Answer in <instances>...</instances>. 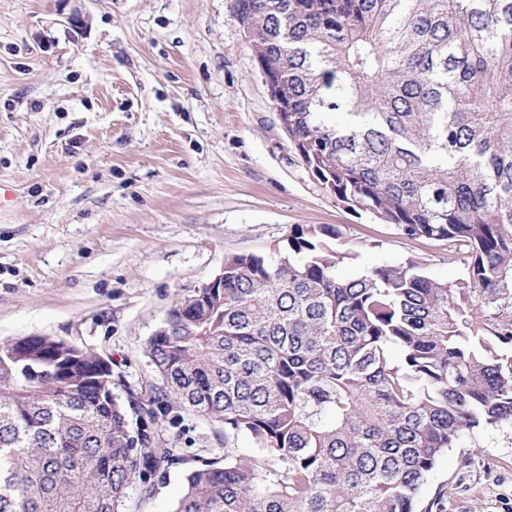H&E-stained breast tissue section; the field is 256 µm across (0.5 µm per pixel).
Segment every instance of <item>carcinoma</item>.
Instances as JSON below:
<instances>
[{"mask_svg": "<svg viewBox=\"0 0 512 512\" xmlns=\"http://www.w3.org/2000/svg\"><path fill=\"white\" fill-rule=\"evenodd\" d=\"M336 199L448 243L356 277L340 227L296 225L148 339L163 399L248 457L192 470L174 512H415L439 455L512 426V0H236ZM402 350L394 363L391 347ZM112 370L47 336L0 343V512H122L173 449L129 426Z\"/></svg>", "mask_w": 512, "mask_h": 512, "instance_id": "1", "label": "carcinoma"}]
</instances>
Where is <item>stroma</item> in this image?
<instances>
[{"label": "stroma", "instance_id": "obj_1", "mask_svg": "<svg viewBox=\"0 0 512 512\" xmlns=\"http://www.w3.org/2000/svg\"><path fill=\"white\" fill-rule=\"evenodd\" d=\"M235 0H0V342L49 336L162 393L148 339L231 254L275 255L298 224L341 227L356 276L446 244L404 239L313 176L273 108ZM174 460L125 512H174L224 427L172 407ZM448 494L438 497L439 487ZM433 512H512V426L443 452L418 492Z\"/></svg>", "mask_w": 512, "mask_h": 512}]
</instances>
